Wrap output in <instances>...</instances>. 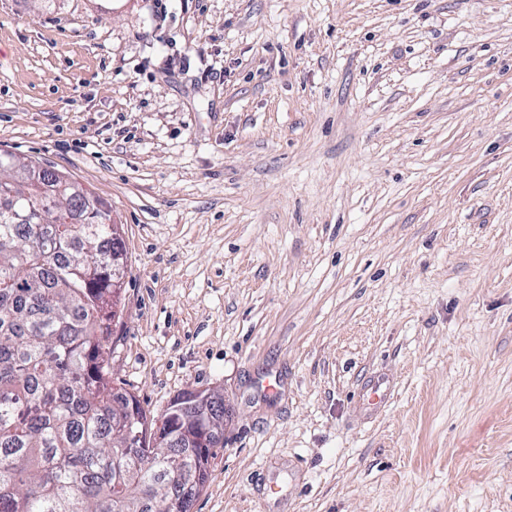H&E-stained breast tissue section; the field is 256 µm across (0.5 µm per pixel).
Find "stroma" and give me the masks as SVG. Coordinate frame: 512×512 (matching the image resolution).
Instances as JSON below:
<instances>
[{
    "label": "stroma",
    "mask_w": 512,
    "mask_h": 512,
    "mask_svg": "<svg viewBox=\"0 0 512 512\" xmlns=\"http://www.w3.org/2000/svg\"><path fill=\"white\" fill-rule=\"evenodd\" d=\"M1 151L112 207L113 386L223 395L191 512H512V0H0Z\"/></svg>",
    "instance_id": "obj_1"
}]
</instances>
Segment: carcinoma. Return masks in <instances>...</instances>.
Listing matches in <instances>:
<instances>
[{
    "instance_id": "cac0c4a2",
    "label": "carcinoma",
    "mask_w": 512,
    "mask_h": 512,
    "mask_svg": "<svg viewBox=\"0 0 512 512\" xmlns=\"http://www.w3.org/2000/svg\"><path fill=\"white\" fill-rule=\"evenodd\" d=\"M0 153V186L43 214L0 215V512H190L224 434V398L186 392L160 417L116 404L110 386L112 210L68 176L58 206L26 188L28 166ZM163 421L162 441L152 433Z\"/></svg>"
}]
</instances>
